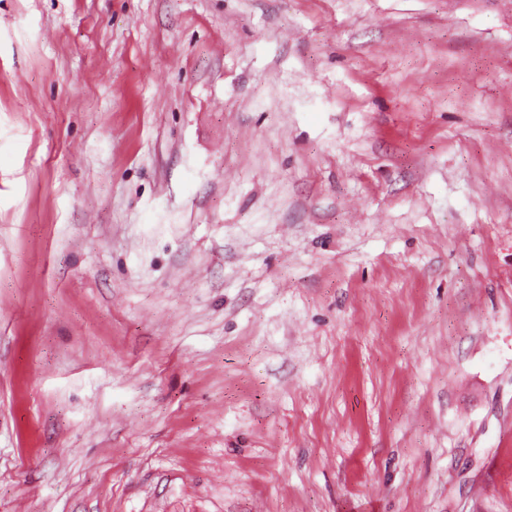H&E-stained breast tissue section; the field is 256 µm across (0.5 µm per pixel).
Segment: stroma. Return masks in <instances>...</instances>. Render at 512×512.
Returning a JSON list of instances; mask_svg holds the SVG:
<instances>
[{"label": "stroma", "mask_w": 512, "mask_h": 512, "mask_svg": "<svg viewBox=\"0 0 512 512\" xmlns=\"http://www.w3.org/2000/svg\"><path fill=\"white\" fill-rule=\"evenodd\" d=\"M0 512H512V0H0Z\"/></svg>", "instance_id": "35a3bbf8"}]
</instances>
